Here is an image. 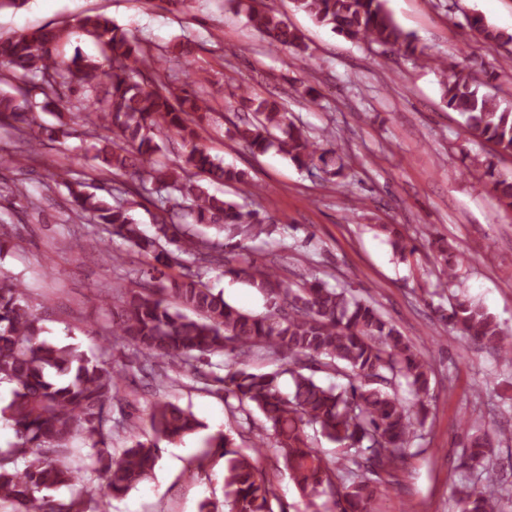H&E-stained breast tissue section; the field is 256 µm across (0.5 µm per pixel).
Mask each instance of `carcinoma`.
Instances as JSON below:
<instances>
[{
  "mask_svg": "<svg viewBox=\"0 0 512 512\" xmlns=\"http://www.w3.org/2000/svg\"><path fill=\"white\" fill-rule=\"evenodd\" d=\"M232 2L270 48L307 62L304 36L277 10L264 0ZM293 3L316 24L350 41L409 57L423 54L415 37L396 22L387 0ZM464 20L482 40L500 47L512 44V32L482 16ZM79 25L97 42L100 57L60 58L66 36L62 27L0 37V83L12 88L0 90V125L17 132L14 148L0 162L22 168L44 141L77 136V129L64 120L70 104L65 92H82L86 105L81 127L93 140L91 172L81 181L71 178L67 167L56 166L48 177L67 187L82 218L155 260L145 273L149 281L116 289L117 305L104 343L142 356V368L155 376L158 391L165 389L168 369L189 371L206 354L230 358L227 373L216 378L225 398L237 401L230 411L252 407L265 419L247 448L227 436L213 444L224 457L230 512H275L279 497L274 473L264 465L268 459L282 460L313 512H368L369 502L384 490L380 483L370 484L368 472L394 476L409 453L416 426L428 416L430 362L372 303L348 288L332 287L313 273L293 288L271 265L251 260L236 267L245 242L268 233L274 220L264 210L212 194L205 186L207 181L239 185L250 196L261 191L247 172L224 166L199 144L209 112L204 90L174 84L150 44L110 17L86 15ZM435 69L442 98L463 119L468 133L512 156V107L501 106L497 95L480 90L483 82L468 57L438 60ZM27 80L43 97V108L55 112L56 124L37 120L27 92L17 86ZM239 98L251 117L233 124V135L252 154L274 149L301 170L316 168L329 180L347 178L344 157L335 148L336 131L309 136L290 119L280 97H260L242 87ZM171 134L185 148L181 161L172 166L157 158L160 142ZM473 164L484 168L499 203L512 211V175L496 171L489 159L475 158ZM145 196L157 209L152 236L130 215L133 198ZM207 228L226 232L225 240L207 237ZM380 228L396 254L418 250L397 225ZM185 255L194 258L195 268L177 276L167 273L183 266ZM221 266L227 273L249 277L266 297L265 312L233 306L204 281L207 270ZM43 320L32 310L24 282L0 273V383L13 385L11 399L0 405V417L16 437L11 447L0 449V512H103L81 493L45 495L77 481L78 468L67 447L74 434L83 433L91 441L92 467L109 493L120 496L150 477L161 453L158 441L181 439L204 424L191 410L160 399L149 417L152 438L112 455L108 408L128 370L111 367L77 346L40 338ZM440 320L512 362V333L483 306L456 295ZM256 354L282 360L288 370L250 372L245 362ZM317 372L333 374L342 383L325 386L314 378ZM285 373L292 379L287 393L280 386ZM309 428L343 455L324 456L312 443ZM493 453L492 436L469 438L467 462L481 467L485 478L460 492L459 512H499V502L512 495L492 463Z\"/></svg>",
  "mask_w": 512,
  "mask_h": 512,
  "instance_id": "1",
  "label": "carcinoma"
}]
</instances>
